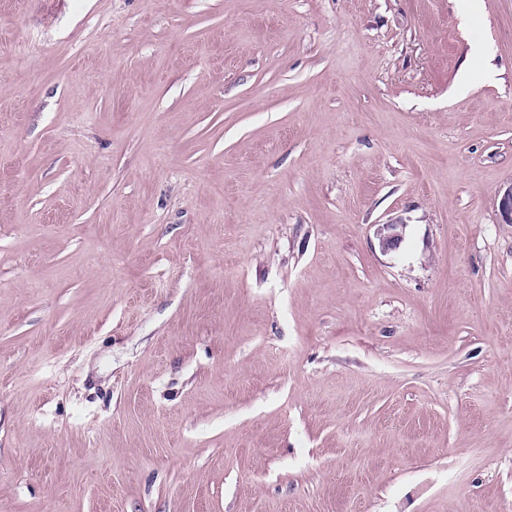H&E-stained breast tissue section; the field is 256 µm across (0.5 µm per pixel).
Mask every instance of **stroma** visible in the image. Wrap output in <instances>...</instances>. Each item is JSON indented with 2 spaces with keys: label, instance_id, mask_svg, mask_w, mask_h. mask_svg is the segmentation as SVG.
<instances>
[{
  "label": "stroma",
  "instance_id": "1",
  "mask_svg": "<svg viewBox=\"0 0 512 512\" xmlns=\"http://www.w3.org/2000/svg\"><path fill=\"white\" fill-rule=\"evenodd\" d=\"M511 184L512 0H0V512H512ZM376 237L383 251L396 249L403 239L405 224L400 220H390L385 224L377 225Z\"/></svg>",
  "mask_w": 512,
  "mask_h": 512
}]
</instances>
